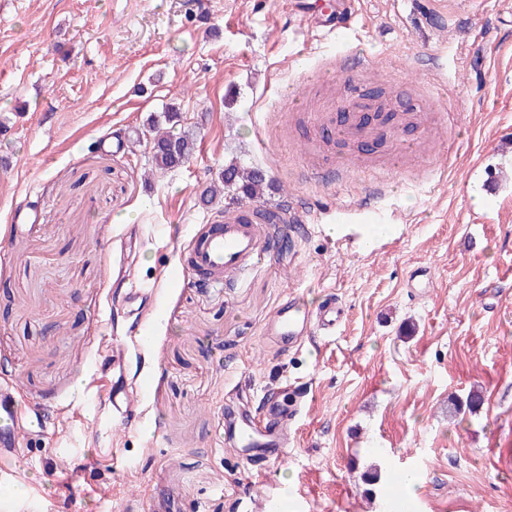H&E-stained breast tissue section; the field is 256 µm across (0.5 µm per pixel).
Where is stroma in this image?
<instances>
[{
	"label": "stroma",
	"mask_w": 512,
	"mask_h": 512,
	"mask_svg": "<svg viewBox=\"0 0 512 512\" xmlns=\"http://www.w3.org/2000/svg\"><path fill=\"white\" fill-rule=\"evenodd\" d=\"M351 8L325 35L302 0H0V388L39 424L13 460L27 493L0 486V512H60L78 453L112 500L87 486L69 512H150L169 493L170 512H244L269 487L225 446L224 408L258 413L274 394L306 400L280 512H512V0ZM345 49L367 66L325 69ZM376 88L421 112L397 134L438 173L394 183L363 221L390 234L350 249L320 206L344 209L369 174L299 181L316 135L289 103L336 110ZM169 103L200 140L152 177L149 146L131 142ZM230 151L265 171V206L288 220L262 224L264 259L226 288L176 256L223 223L200 194ZM125 262L154 290L147 309L124 300ZM295 295L344 313L335 335L284 351L264 327ZM138 323L146 353L101 369ZM135 371L141 417L103 433L84 397ZM473 389L479 411L449 417ZM401 470L414 496L392 491Z\"/></svg>",
	"instance_id": "stroma-1"
}]
</instances>
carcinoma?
Returning a JSON list of instances; mask_svg holds the SVG:
<instances>
[{"instance_id": "carcinoma-1", "label": "carcinoma", "mask_w": 512, "mask_h": 512, "mask_svg": "<svg viewBox=\"0 0 512 512\" xmlns=\"http://www.w3.org/2000/svg\"><path fill=\"white\" fill-rule=\"evenodd\" d=\"M182 123V113L174 106H167L162 114L148 118L143 135L150 140L153 171L163 174L192 159L199 134L193 131H176ZM270 187L272 183L263 170L248 166L240 157L233 155L224 160V169L218 179L204 188L201 200L211 204L222 197L230 205H256L265 200V191Z\"/></svg>"}]
</instances>
